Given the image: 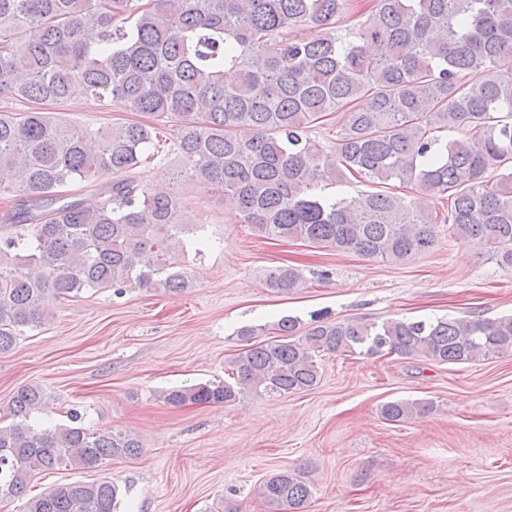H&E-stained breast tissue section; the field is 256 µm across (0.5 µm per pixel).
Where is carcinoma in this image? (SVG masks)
Wrapping results in <instances>:
<instances>
[{"instance_id": "1", "label": "carcinoma", "mask_w": 512, "mask_h": 512, "mask_svg": "<svg viewBox=\"0 0 512 512\" xmlns=\"http://www.w3.org/2000/svg\"><path fill=\"white\" fill-rule=\"evenodd\" d=\"M352 10L354 0H0V92L40 103L79 87L104 107L155 120L92 132L34 108L0 113V195L21 202L0 224V353L45 324L48 291L67 299L86 288L193 286L181 253L195 216L178 194L152 193L136 176L159 153V123H177L186 175L261 237L405 263L446 224L512 268V0H373L345 38L301 33ZM86 30L99 32L98 46L83 40ZM338 112L335 145L309 137ZM448 129L461 136L442 140ZM105 175L95 204L69 190ZM350 176L369 190L322 194ZM265 284L290 292L303 276L277 267ZM296 328L281 318L283 339L247 346L230 380L158 398L183 407L301 393L318 382L321 352L440 364L512 355V316L321 323L295 340ZM45 398L27 384L8 401L0 500H23L21 512H118L109 477L27 496L44 471L95 468L142 448L129 430L84 427L75 410L66 424L32 427ZM425 410L391 401L380 413L400 422ZM259 495L272 512H303L312 492L305 472L285 470Z\"/></svg>"}]
</instances>
